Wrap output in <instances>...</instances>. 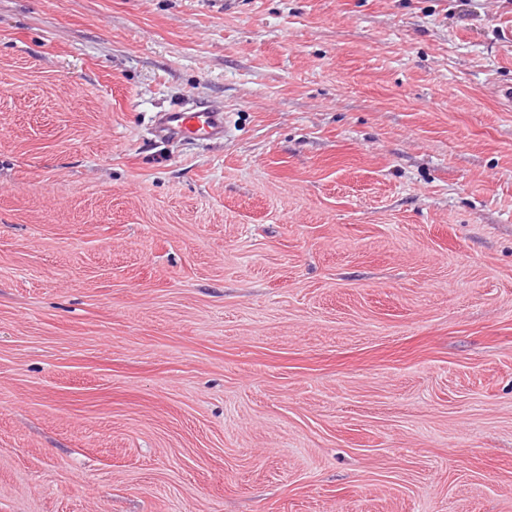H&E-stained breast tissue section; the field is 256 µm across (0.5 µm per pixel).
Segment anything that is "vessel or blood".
Wrapping results in <instances>:
<instances>
[{
    "mask_svg": "<svg viewBox=\"0 0 512 512\" xmlns=\"http://www.w3.org/2000/svg\"><path fill=\"white\" fill-rule=\"evenodd\" d=\"M154 133L171 142H209L224 136V108L213 103L179 104L158 113Z\"/></svg>",
    "mask_w": 512,
    "mask_h": 512,
    "instance_id": "obj_1",
    "label": "vessel or blood"
}]
</instances>
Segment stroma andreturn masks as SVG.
<instances>
[{
    "instance_id": "obj_1",
    "label": "stroma",
    "mask_w": 512,
    "mask_h": 512,
    "mask_svg": "<svg viewBox=\"0 0 512 512\" xmlns=\"http://www.w3.org/2000/svg\"><path fill=\"white\" fill-rule=\"evenodd\" d=\"M0 512H512V0H0ZM154 133L171 142H209L224 137V106L179 104L158 113Z\"/></svg>"
}]
</instances>
